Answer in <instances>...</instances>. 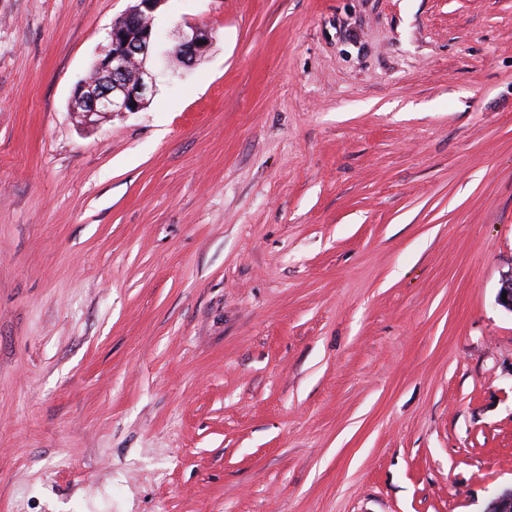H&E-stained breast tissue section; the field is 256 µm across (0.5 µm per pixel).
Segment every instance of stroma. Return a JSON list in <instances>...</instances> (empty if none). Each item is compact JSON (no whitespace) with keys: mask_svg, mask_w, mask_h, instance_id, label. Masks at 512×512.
Segmentation results:
<instances>
[{"mask_svg":"<svg viewBox=\"0 0 512 512\" xmlns=\"http://www.w3.org/2000/svg\"><path fill=\"white\" fill-rule=\"evenodd\" d=\"M0 0V512H484L512 488V0ZM136 2L113 24L96 70L73 91L71 106H80L85 120L102 112H138L153 92L156 75L146 64L156 44L152 14L164 0ZM199 41H207V44L201 45ZM210 44L211 36L206 29L187 23L178 31L174 53L179 62L189 66L205 55Z\"/></svg>","mask_w":512,"mask_h":512,"instance_id":"obj_1","label":"stroma"}]
</instances>
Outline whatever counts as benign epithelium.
<instances>
[{
    "instance_id": "7a95c632",
    "label": "benign epithelium",
    "mask_w": 512,
    "mask_h": 512,
    "mask_svg": "<svg viewBox=\"0 0 512 512\" xmlns=\"http://www.w3.org/2000/svg\"><path fill=\"white\" fill-rule=\"evenodd\" d=\"M165 0H136V4L112 25L109 43L91 77L80 81L71 104L81 107L87 120L102 112H138L156 85V75L147 68L156 44L153 13ZM211 41L209 32L188 23L179 29L175 56L189 66L202 58ZM498 304L512 313V270L504 275ZM485 512H512V488L492 495Z\"/></svg>"
}]
</instances>
